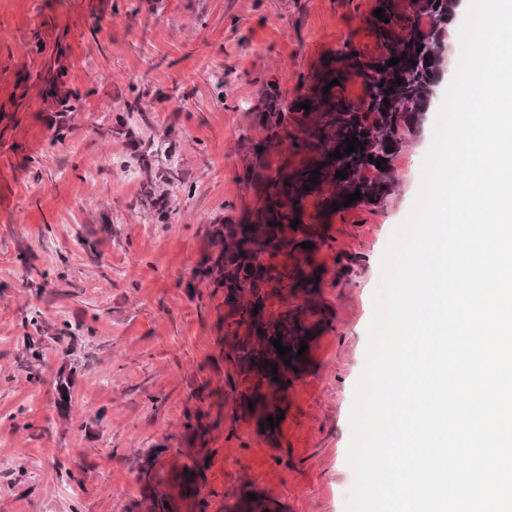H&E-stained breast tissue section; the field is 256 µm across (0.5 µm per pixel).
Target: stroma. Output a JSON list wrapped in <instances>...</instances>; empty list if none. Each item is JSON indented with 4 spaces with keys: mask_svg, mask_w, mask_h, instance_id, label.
<instances>
[{
    "mask_svg": "<svg viewBox=\"0 0 512 512\" xmlns=\"http://www.w3.org/2000/svg\"><path fill=\"white\" fill-rule=\"evenodd\" d=\"M378 0H0V512H345L354 388L380 261L421 183L461 44L392 161L393 190L289 250L307 288L285 417L227 381L223 293L193 278L211 227L259 204L267 85L294 100L341 49L380 51ZM71 112H63V105ZM41 315L44 329L30 319ZM70 380L60 398L59 379ZM200 420L203 434L187 429ZM199 463L198 497L170 480Z\"/></svg>",
    "mask_w": 512,
    "mask_h": 512,
    "instance_id": "35a3bbf8",
    "label": "stroma"
}]
</instances>
